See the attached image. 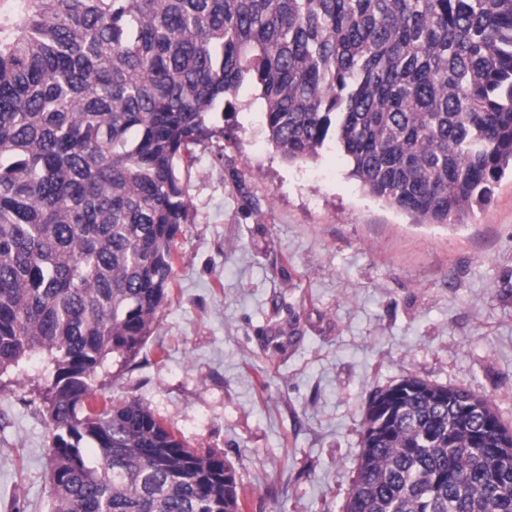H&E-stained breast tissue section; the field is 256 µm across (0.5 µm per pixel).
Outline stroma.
<instances>
[{
    "mask_svg": "<svg viewBox=\"0 0 512 512\" xmlns=\"http://www.w3.org/2000/svg\"><path fill=\"white\" fill-rule=\"evenodd\" d=\"M242 88L197 147L194 221L135 369L94 385L136 397L190 447L222 453L243 512H342L370 394L414 376L488 398L512 427V177L458 224L366 192L335 144L300 165ZM43 351L0 377V512H49Z\"/></svg>",
    "mask_w": 512,
    "mask_h": 512,
    "instance_id": "1",
    "label": "stroma"
}]
</instances>
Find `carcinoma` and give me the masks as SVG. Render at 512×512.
<instances>
[{"label":"carcinoma","instance_id":"1","mask_svg":"<svg viewBox=\"0 0 512 512\" xmlns=\"http://www.w3.org/2000/svg\"><path fill=\"white\" fill-rule=\"evenodd\" d=\"M259 92L290 163L458 224L512 171V0H23L0 11V375L35 349L50 512H242L235 470L93 382L139 354L192 223L182 171ZM374 391L343 512H512V430L463 387ZM494 427L480 431L483 420Z\"/></svg>","mask_w":512,"mask_h":512}]
</instances>
